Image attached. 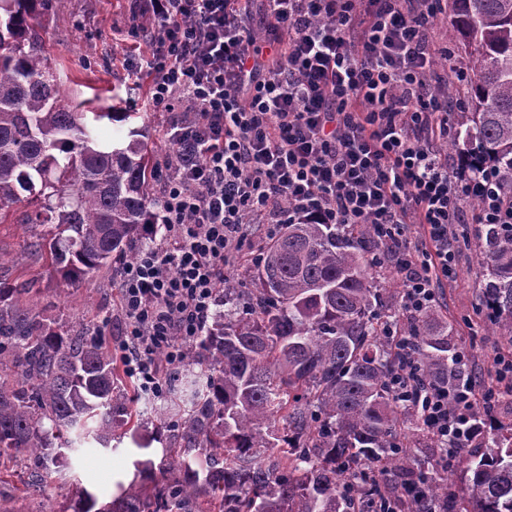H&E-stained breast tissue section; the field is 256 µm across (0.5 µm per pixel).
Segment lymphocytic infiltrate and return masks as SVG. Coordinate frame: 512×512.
<instances>
[{
  "label": "lymphocytic infiltrate",
  "mask_w": 512,
  "mask_h": 512,
  "mask_svg": "<svg viewBox=\"0 0 512 512\" xmlns=\"http://www.w3.org/2000/svg\"><path fill=\"white\" fill-rule=\"evenodd\" d=\"M248 2L147 0L142 19L155 31L139 66L149 104L192 145L166 175L159 240L119 278V360L155 397L210 322L251 225H369L421 311L453 272L454 225L512 224L496 178L464 175L439 148L450 107L427 37L435 0H265L263 38ZM496 373L480 394L432 388L416 405L427 430L452 446L478 436L480 407L512 394V357Z\"/></svg>",
  "instance_id": "f902f5d3"
}]
</instances>
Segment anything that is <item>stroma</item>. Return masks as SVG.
<instances>
[{
    "mask_svg": "<svg viewBox=\"0 0 512 512\" xmlns=\"http://www.w3.org/2000/svg\"><path fill=\"white\" fill-rule=\"evenodd\" d=\"M136 0H51L42 20L43 37L52 68L64 71L67 96L90 101L93 110L111 111L121 106L135 113V125L149 123L155 143L154 159L165 164L172 116L167 112L145 109L148 79L132 81L128 64L138 55L148 54L150 42L135 27ZM449 9L441 7L433 20L434 44L448 48L447 56L437 58L438 72L450 86L456 111L466 107L464 76L468 74V51L452 42L448 34ZM30 229L23 224L5 221L0 224V271L9 276L25 275L38 280L39 291L28 301L41 318L63 326L73 333L82 332L90 321L102 322V335L108 346H115L123 322L119 310L118 280L108 271H100L88 287L71 293L56 288L44 263L29 256L24 245ZM482 265L479 245L462 249L453 276L439 288L437 310L450 322L461 347L471 355L469 367L480 375V384L496 386L494 362L512 356V345L484 328L477 311L481 306ZM133 406L144 413L143 435L149 440L138 449L130 438L101 448L96 443L83 444L72 459V468L63 480L45 490L26 489L30 477L26 465L7 466L0 470V512H78L77 487L91 492L99 504L111 501L116 482L138 479L136 461L146 462L153 477L161 475L164 444L157 440L160 422L148 411L144 400Z\"/></svg>",
    "mask_w": 512,
    "mask_h": 512,
    "instance_id": "1",
    "label": "stroma"
}]
</instances>
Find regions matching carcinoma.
I'll use <instances>...</instances> for the list:
<instances>
[{
  "mask_svg": "<svg viewBox=\"0 0 512 512\" xmlns=\"http://www.w3.org/2000/svg\"><path fill=\"white\" fill-rule=\"evenodd\" d=\"M50 0H0V223L48 225L28 243L66 289L134 259L160 223L150 132L104 138L134 112H89L62 91L41 34ZM470 52L459 156L512 195V0H450ZM362 224H284L255 259L241 303L224 289L166 417L161 479L79 512H512V424L455 450L462 495L448 498V446L417 448L419 419L392 386L405 362L446 386L461 375L454 328L435 309L384 301ZM484 326L512 345V224H482ZM36 280L0 278V463L34 460L41 489L61 449L127 434L133 412L101 325L71 336L22 304ZM410 425L400 437L397 429Z\"/></svg>",
  "mask_w": 512,
  "mask_h": 512,
  "instance_id": "obj_1",
  "label": "carcinoma"
}]
</instances>
